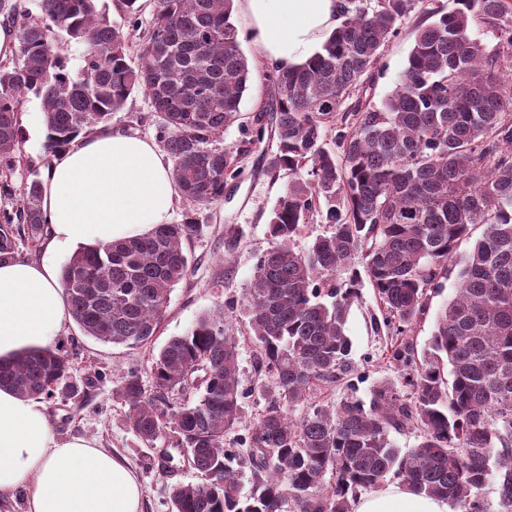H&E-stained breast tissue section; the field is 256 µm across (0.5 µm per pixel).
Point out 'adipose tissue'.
<instances>
[{"mask_svg": "<svg viewBox=\"0 0 512 512\" xmlns=\"http://www.w3.org/2000/svg\"><path fill=\"white\" fill-rule=\"evenodd\" d=\"M263 64L309 60L340 23L339 0H234ZM178 191L154 139L97 129L56 154L43 184L48 252L139 237L170 223ZM68 315L49 260L0 265V361L51 345ZM26 512H143L142 486L123 458L84 437L60 439L45 404L0 388V495ZM352 512H451L446 500L392 483Z\"/></svg>", "mask_w": 512, "mask_h": 512, "instance_id": "ef3b65f1", "label": "adipose tissue"}]
</instances>
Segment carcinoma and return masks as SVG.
Segmentation results:
<instances>
[{"label":"carcinoma","instance_id":"cac0c4a2","mask_svg":"<svg viewBox=\"0 0 512 512\" xmlns=\"http://www.w3.org/2000/svg\"><path fill=\"white\" fill-rule=\"evenodd\" d=\"M0 0V19L17 28L15 61L0 63V187L21 162L19 114L41 99L50 147L63 150L104 126L136 91L157 118L156 138L173 162L183 198L196 207L224 200V186L265 130L275 141L273 172L289 182L269 222L270 246L255 263L248 318L256 347L254 383L241 378L226 301L173 336L150 364L151 383L123 377L115 395L146 446L166 439L161 458L187 450L202 481L171 488L169 512H351L363 491L393 479L458 512H492L481 489L495 476L497 512H512V0H457L416 30L399 83L381 106L339 121L341 104L364 89L380 47L417 0H377L368 10L343 3L341 22L308 62L265 75L270 102L234 148L215 146L240 117L253 67L232 20L233 0H153L139 63L129 32L98 0ZM132 29L139 0H120ZM482 20L489 50L472 33ZM81 48L77 73L64 49ZM334 139L337 150L327 147ZM42 181L19 189L0 211V263L35 247L46 219ZM325 210L329 233L305 250L295 238ZM474 224L484 235L463 257ZM206 225L188 214L141 237L81 247L61 268L73 320L103 343L138 345L157 334L173 289L187 276V241ZM242 231L224 227V255ZM361 263L358 270L355 263ZM458 270L454 297L436 312L416 365L412 326L428 311L440 280ZM348 279L338 282V276ZM368 282L391 333L389 359L400 379H382L369 401L345 397L311 407L317 386L354 375L345 334L347 306ZM447 360L449 379L436 364ZM62 347L0 363V387L24 398L73 400L101 380L72 378ZM262 409L248 432L253 395ZM301 411L298 418L293 417ZM419 432L413 448L391 433ZM251 491L242 493L245 470Z\"/></svg>","mask_w":512,"mask_h":512}]
</instances>
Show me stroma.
<instances>
[{"label": "stroma", "mask_w": 512, "mask_h": 512, "mask_svg": "<svg viewBox=\"0 0 512 512\" xmlns=\"http://www.w3.org/2000/svg\"><path fill=\"white\" fill-rule=\"evenodd\" d=\"M453 7L454 0H420L415 9L401 19L396 35L380 49V61L368 79L365 100L381 105L393 92L407 62L416 28L429 24L431 9L450 10ZM242 49L254 66L252 84L242 100L240 124L227 127L219 141L223 147L239 143L242 126L252 125L259 105L266 99V68L250 42H243ZM21 125L23 161L10 180L16 189L31 180L33 173H44L53 157L39 98L27 97ZM274 149L275 144L269 139L252 145L239 163L237 176L226 183L222 202L196 208L188 201H179L172 216L173 223L182 222L191 212L199 223L205 224L206 230L186 245L192 255V266L186 279L172 291L159 331L152 342L138 346L103 343L82 335L80 327L71 319L66 320L57 338L58 343L65 345H71L72 337L80 339L78 346H71L76 378L98 372L103 379L87 388L78 399L48 404L53 430L62 438L83 436L96 439L102 448L124 458L140 479L144 512H167L171 486L195 483L201 476L184 458L170 470H163L157 453L144 446L131 431L125 409L117 402L114 390L120 378L128 373L148 377L149 359L170 337L184 334L201 314L228 298L238 302L237 309L229 313L228 320L238 339L243 374L251 376L254 344L249 334L245 305L257 258L269 246L270 212L289 181L287 172L274 173L268 168ZM228 224L238 225L243 232L239 248L229 261L224 258V227ZM379 315V304L372 288L363 286L349 309L345 333L351 340V358L359 373L353 394L364 400L368 399L377 381L398 376L386 359L391 336L374 326Z\"/></svg>", "instance_id": "35a3bbf8"}]
</instances>
